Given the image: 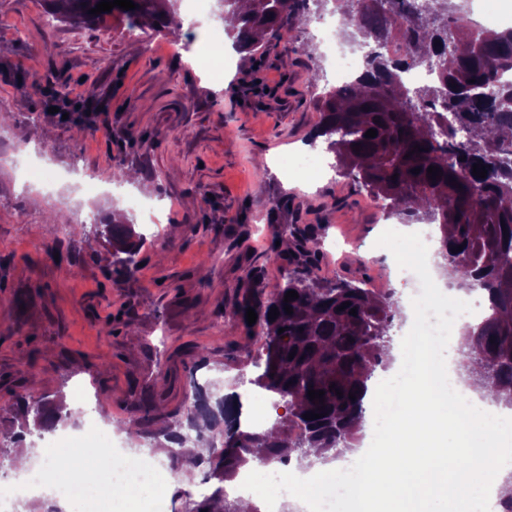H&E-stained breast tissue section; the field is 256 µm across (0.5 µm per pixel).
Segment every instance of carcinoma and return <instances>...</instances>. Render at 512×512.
<instances>
[{"label": "carcinoma", "instance_id": "1", "mask_svg": "<svg viewBox=\"0 0 512 512\" xmlns=\"http://www.w3.org/2000/svg\"><path fill=\"white\" fill-rule=\"evenodd\" d=\"M99 2L48 0L49 13L61 22L95 23L106 16L89 13ZM133 2L134 10L111 9L131 32L148 23L160 34L177 16L179 0ZM218 2L235 48L250 56L281 40L310 8V0ZM344 6L351 19L349 36L374 48L365 58L363 76L317 96L320 119L308 142L323 139L339 168L382 201L388 215L453 229L452 237L441 239L450 279L462 290L482 286L492 310L460 336L457 362L468 378L480 355L484 397L512 407V85L497 79L512 70V30L472 36L469 13L455 0H424L420 7L417 0H344ZM420 64L435 75L425 85L407 80L408 69ZM370 129L377 130L376 137H365ZM417 145L422 151H413ZM475 164L485 166L486 177L472 175ZM431 166L440 168V178L429 179ZM416 168L420 173H412ZM102 228L112 254L123 255L113 273L129 274L140 263L143 235L125 215ZM286 237L291 247L284 250L276 242ZM317 240L309 224H292L277 234L266 260L287 265L288 274L271 282L262 270H252L235 311L244 322L246 309L253 308L257 320L248 327L249 335L264 338L266 349L275 344L274 353L253 361L260 372L249 383L288 403L276 432L242 426L236 394L211 403L193 370L194 400L179 419L153 402L132 404L129 424L150 447L162 448L173 471L206 468L205 482L212 487L190 512H212L215 502L222 503V512H241L224 482L254 458L313 466L354 447L365 420L368 382L377 368L387 369L394 360L388 336L400 310L390 292L318 276ZM458 246L463 250L453 252ZM290 290L298 298L286 303ZM345 302L350 306L339 309ZM286 305L293 313L285 312ZM354 307L355 316L349 314ZM272 308L279 311L274 320L268 319ZM332 384L343 396L329 390ZM310 389L325 391V402L309 400ZM320 406L325 416L303 418ZM78 417V411L53 398L0 400V426L18 445L28 436L74 425ZM187 442L200 448L191 459L181 451Z\"/></svg>", "mask_w": 512, "mask_h": 512}]
</instances>
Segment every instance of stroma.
Masks as SVG:
<instances>
[{"instance_id": "obj_1", "label": "stroma", "mask_w": 512, "mask_h": 512, "mask_svg": "<svg viewBox=\"0 0 512 512\" xmlns=\"http://www.w3.org/2000/svg\"><path fill=\"white\" fill-rule=\"evenodd\" d=\"M47 14V0H0V399L67 393L82 380L118 431L132 401L157 391L166 411H182L201 352L198 381L242 392L239 377L254 372L247 351L262 342L232 310L252 268L280 279L266 254L282 224L320 226V274L389 280L380 202L336 169L324 142H307L319 121L313 70L334 83L325 52L301 49L316 31L297 29L256 58L224 38L219 73L205 77L176 52L188 31L132 33L116 16L52 26ZM36 126L53 131L39 146L44 170H76L113 192L19 188L12 150ZM309 150L322 177L281 168ZM117 166L138 182H113ZM129 196L156 203L161 223L136 219L142 265L118 277L111 245L64 229L86 213L110 221ZM286 196L291 206L267 224ZM337 238L349 250L330 248Z\"/></svg>"}]
</instances>
